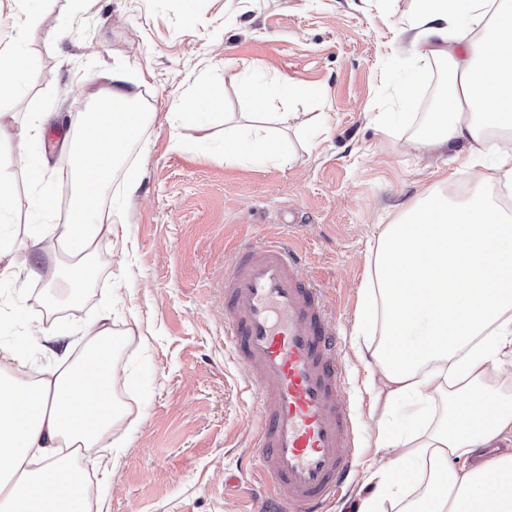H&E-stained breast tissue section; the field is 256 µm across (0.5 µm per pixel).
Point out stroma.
Segmentation results:
<instances>
[{"label": "stroma", "instance_id": "1", "mask_svg": "<svg viewBox=\"0 0 512 512\" xmlns=\"http://www.w3.org/2000/svg\"><path fill=\"white\" fill-rule=\"evenodd\" d=\"M414 0H0V47L21 16L40 15L21 47L27 80L0 102V165L12 172L14 210L5 227L16 245L32 224L58 223L73 193L66 140L76 111L93 105L113 67H122L149 117L105 191L124 215L99 237L97 276L80 301L54 314L70 357L76 332L112 313L115 392L127 407L112 431V479L92 483L104 512H255L261 505L250 448L259 391L224 341V274L239 245L294 234L303 274L320 281L344 340L347 405L356 421V466L329 512H350L364 470L379 461L373 395L357 352L361 287L376 238L401 209L429 191L497 193L469 169L471 145H413L445 91L448 67L417 56L397 33ZM260 64L251 72V64ZM285 77L321 93L297 103L279 126L290 159L250 163L224 157L223 113L248 111L243 77ZM211 82L224 87L220 113L176 119L172 100ZM415 93L402 100L398 87ZM40 111V138L18 152V126ZM305 113V121L294 113ZM47 167L54 213L36 207L25 162ZM138 169L134 194L123 191ZM45 276L23 288L0 285V337L25 348V369L55 367L27 324L43 319Z\"/></svg>", "mask_w": 512, "mask_h": 512}]
</instances>
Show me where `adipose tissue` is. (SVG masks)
Returning a JSON list of instances; mask_svg holds the SVG:
<instances>
[{"instance_id":"1","label":"adipose tissue","mask_w":512,"mask_h":512,"mask_svg":"<svg viewBox=\"0 0 512 512\" xmlns=\"http://www.w3.org/2000/svg\"><path fill=\"white\" fill-rule=\"evenodd\" d=\"M402 32L414 53L445 59L451 99H440L416 143L490 145L498 184L512 187V0H415ZM473 30L460 31L457 14ZM246 135L228 129L224 155L285 160L287 144L256 127L274 101L304 96L282 78L245 81ZM121 69L99 90L70 146L77 189L66 223L30 227L67 300L95 278L91 261L107 226L103 189L148 115ZM69 263H60L59 253ZM359 318L377 336L370 355L386 395L376 446L387 458L368 473L356 512H512V452L470 457L512 440V213L488 194L453 203L430 192L378 236ZM83 352L31 383L15 380L0 351V512H93L89 468L110 476L105 441L121 418L105 319L81 328Z\"/></svg>"}]
</instances>
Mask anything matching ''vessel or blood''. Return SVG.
Returning a JSON list of instances; mask_svg holds the SVG:
<instances>
[{"mask_svg":"<svg viewBox=\"0 0 512 512\" xmlns=\"http://www.w3.org/2000/svg\"><path fill=\"white\" fill-rule=\"evenodd\" d=\"M301 256L283 238L241 245L224 279V336L260 391L251 452L264 512H325L346 485L355 420L347 409L341 340Z\"/></svg>","mask_w":512,"mask_h":512,"instance_id":"1","label":"vessel or blood"}]
</instances>
